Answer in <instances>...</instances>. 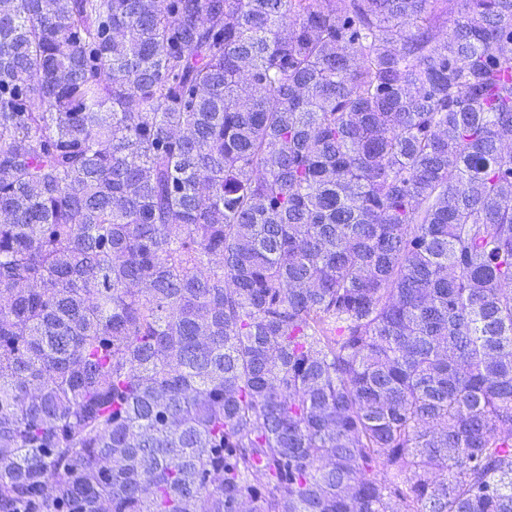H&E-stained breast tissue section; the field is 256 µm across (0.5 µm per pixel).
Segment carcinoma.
Returning <instances> with one entry per match:
<instances>
[{
    "mask_svg": "<svg viewBox=\"0 0 512 512\" xmlns=\"http://www.w3.org/2000/svg\"><path fill=\"white\" fill-rule=\"evenodd\" d=\"M511 141L512 0H0V512H512Z\"/></svg>",
    "mask_w": 512,
    "mask_h": 512,
    "instance_id": "obj_1",
    "label": "carcinoma"
}]
</instances>
